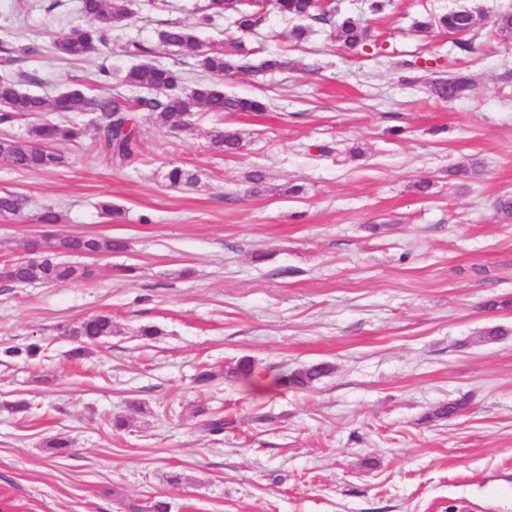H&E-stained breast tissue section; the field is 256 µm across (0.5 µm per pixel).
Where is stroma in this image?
I'll return each mask as SVG.
<instances>
[{"instance_id":"obj_1","label":"stroma","mask_w":512,"mask_h":512,"mask_svg":"<svg viewBox=\"0 0 512 512\" xmlns=\"http://www.w3.org/2000/svg\"><path fill=\"white\" fill-rule=\"evenodd\" d=\"M50 2L0 0L11 68L49 98L80 82L135 99L120 81L137 62L127 45H154L171 22L288 66L225 75L226 93L268 101L264 112L199 111L185 131L136 112L141 149L122 168L88 141L50 173L0 161V193L28 199L0 215V261L38 257L60 234L127 244L80 258V282H0V512H147L158 496L170 512H512V308L487 307L512 297V220L496 209L512 195V37L494 24L512 0H392L373 16L365 0H336L368 16L370 53L321 26L294 43L277 16L241 37L228 17L199 24L203 0H131L83 62L52 49L80 0ZM464 8L476 20L466 39L416 27ZM459 72L466 97L432 95ZM220 126L241 133L237 153L211 148ZM472 161L480 176L451 177ZM173 165L196 184L168 186ZM255 170L263 184L249 182ZM46 206L62 223H37ZM98 314L112 335L69 360L64 328ZM490 324L506 336L481 341ZM149 326L158 336H141ZM32 343L36 358L1 354ZM245 356L251 384L227 373ZM317 363L332 372L312 390L271 389ZM204 367L214 378L201 386ZM461 398V413L426 420ZM20 400L31 412L12 411ZM201 401L230 419L224 432L194 417ZM117 415L129 427L112 428ZM57 435L71 442L61 455L45 446Z\"/></svg>"}]
</instances>
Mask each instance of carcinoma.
Wrapping results in <instances>:
<instances>
[{
    "mask_svg": "<svg viewBox=\"0 0 512 512\" xmlns=\"http://www.w3.org/2000/svg\"><path fill=\"white\" fill-rule=\"evenodd\" d=\"M235 12V24L239 32L250 33L264 24L267 13L272 11L290 20L293 27L291 39L301 42L312 31L311 24L334 26L336 38L343 47L355 50L368 47L378 48L372 41L370 29L361 19L342 15L336 7L318 0H265L255 5L253 0H240L231 7ZM84 22L58 38L54 44L56 54L64 59L81 60L89 53L108 43L112 23L129 15L126 0H81ZM201 21L210 25L225 11L219 0H207L199 8ZM439 25L451 33H470L475 27V18L468 10L450 11L438 19H429L417 24L426 31ZM160 47H176L194 60L201 73L216 78L224 77L231 70L248 69V53L242 43L232 42L207 45L203 43L192 26L170 23L157 31ZM122 83L141 89L144 96L130 104L122 97H107L91 94L82 89L64 95L63 105H58L59 97L52 99L24 91L20 81L8 74L0 76V123L7 124L16 117L42 114L44 118L31 124L24 138L5 135L0 138V160L25 171H49L67 166L68 158L60 150L67 144H74L91 138L98 151L109 161L121 167L137 154L140 146L139 131L133 125L131 112H150L155 121L171 130H186L191 126V118L197 109L207 112H262L265 103L257 98L227 95L215 83L199 82L192 87L185 86L181 69L175 66L145 62L134 65L121 76ZM471 81L457 74L448 79L432 83V94L442 100L458 99L470 91ZM49 112H92L97 114V122L92 127L69 120L47 117ZM211 147L224 153H234L242 147L240 132L233 129L217 128L211 132ZM169 185L189 186L194 184L195 175L179 166H173L165 174ZM25 200L11 192L0 195V215H14L23 208ZM127 244L120 238L99 235H65L54 239L50 250L39 260L19 258L0 265V281L15 286H26L35 281L45 285L73 282L85 278L89 271L68 262L57 260L53 253L92 252L96 254L121 252ZM112 316L96 315L82 322L68 326L64 332L74 336L81 345L70 351L77 359L86 355L87 345L112 335ZM255 364L252 359L242 357L229 370V375L243 381L253 378ZM331 373L325 363L284 372L276 376L272 386L284 390H306ZM465 402L458 400L436 407L427 415L429 419L451 418L459 414ZM194 415L202 418L203 425L213 433L224 431V422L214 417L205 403L194 408Z\"/></svg>",
    "mask_w": 512,
    "mask_h": 512,
    "instance_id": "1",
    "label": "carcinoma"
}]
</instances>
